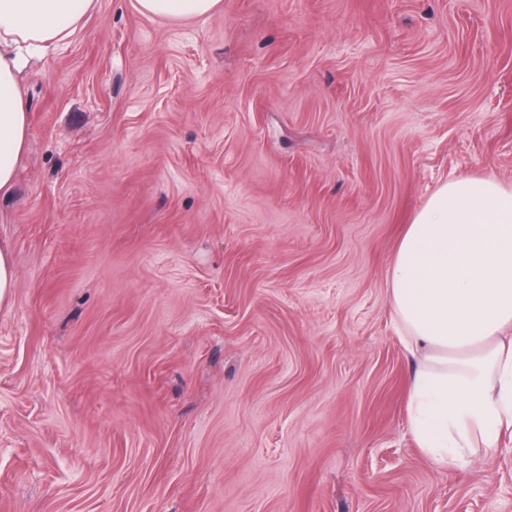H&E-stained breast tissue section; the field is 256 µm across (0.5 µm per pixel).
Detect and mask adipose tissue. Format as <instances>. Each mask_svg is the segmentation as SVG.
Wrapping results in <instances>:
<instances>
[{
    "instance_id": "1",
    "label": "adipose tissue",
    "mask_w": 512,
    "mask_h": 512,
    "mask_svg": "<svg viewBox=\"0 0 512 512\" xmlns=\"http://www.w3.org/2000/svg\"><path fill=\"white\" fill-rule=\"evenodd\" d=\"M94 0H0V194L26 147L29 104L18 76L64 43ZM172 20L222 0H137ZM388 298L414 360L410 431L436 465L463 463L512 435V186L459 177L439 186L409 224Z\"/></svg>"
}]
</instances>
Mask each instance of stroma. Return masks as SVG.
<instances>
[{
  "label": "stroma",
  "mask_w": 512,
  "mask_h": 512,
  "mask_svg": "<svg viewBox=\"0 0 512 512\" xmlns=\"http://www.w3.org/2000/svg\"><path fill=\"white\" fill-rule=\"evenodd\" d=\"M95 0L19 79L0 512H512V438L417 448L387 278L512 185V0ZM137 4L144 14L181 20L210 15L220 8L222 0H137Z\"/></svg>",
  "instance_id": "35a3bbf8"
}]
</instances>
